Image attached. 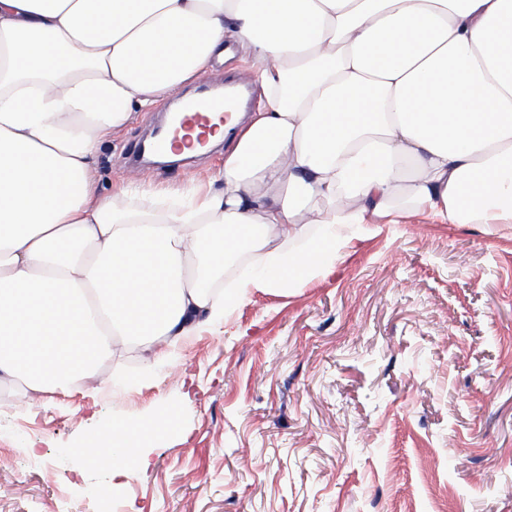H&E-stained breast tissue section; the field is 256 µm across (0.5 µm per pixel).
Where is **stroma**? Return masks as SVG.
<instances>
[{"instance_id":"35a3bbf8","label":"stroma","mask_w":512,"mask_h":512,"mask_svg":"<svg viewBox=\"0 0 512 512\" xmlns=\"http://www.w3.org/2000/svg\"><path fill=\"white\" fill-rule=\"evenodd\" d=\"M164 112L103 146L102 193L223 170L220 148L128 168ZM167 406L181 432L148 470L85 466L115 422ZM0 512H512V225L383 224L301 287L251 291L155 372L120 347L37 405L0 389Z\"/></svg>"}]
</instances>
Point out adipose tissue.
Returning <instances> with one entry per match:
<instances>
[{
	"label": "adipose tissue",
	"mask_w": 512,
	"mask_h": 512,
	"mask_svg": "<svg viewBox=\"0 0 512 512\" xmlns=\"http://www.w3.org/2000/svg\"><path fill=\"white\" fill-rule=\"evenodd\" d=\"M263 106L193 199L96 160L225 61ZM512 223V0H0V382L92 379L116 345L168 362L251 290L296 288L376 225ZM179 411L84 448L147 468ZM233 50V59L224 64V67H219L216 72L210 75L212 77L209 78V81L213 83H220V80L224 79V77H232L244 84L251 83L254 85L249 60L242 55V52L237 46H234Z\"/></svg>",
	"instance_id": "obj_1"
}]
</instances>
